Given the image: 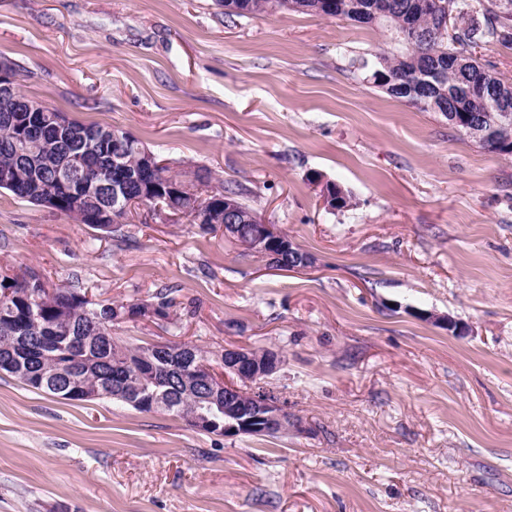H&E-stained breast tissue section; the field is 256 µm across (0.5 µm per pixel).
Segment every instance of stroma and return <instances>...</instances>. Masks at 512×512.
<instances>
[{"label":"stroma","mask_w":512,"mask_h":512,"mask_svg":"<svg viewBox=\"0 0 512 512\" xmlns=\"http://www.w3.org/2000/svg\"><path fill=\"white\" fill-rule=\"evenodd\" d=\"M390 47L222 0H0L26 96L243 188L315 259L280 270L146 207L117 236L0 191V270L105 303L174 288L178 325L114 340L278 350L267 388L302 424L224 438L0 373V512H512V158L373 87L358 62ZM318 175L354 207L328 210Z\"/></svg>","instance_id":"35a3bbf8"}]
</instances>
